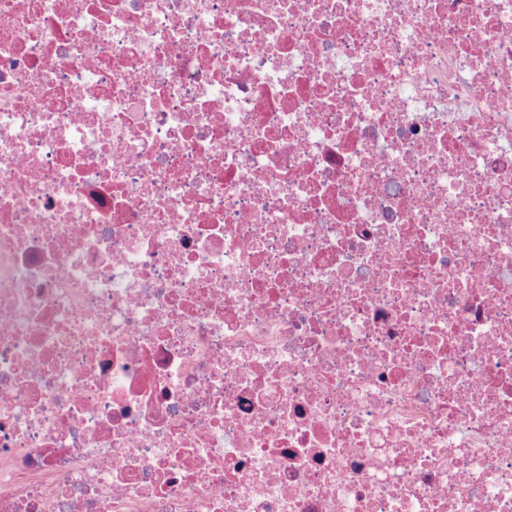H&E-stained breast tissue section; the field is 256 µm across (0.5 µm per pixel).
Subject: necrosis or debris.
<instances>
[{
  "instance_id": "1",
  "label": "necrosis or debris",
  "mask_w": 512,
  "mask_h": 512,
  "mask_svg": "<svg viewBox=\"0 0 512 512\" xmlns=\"http://www.w3.org/2000/svg\"><path fill=\"white\" fill-rule=\"evenodd\" d=\"M0 512H512V0H0Z\"/></svg>"
}]
</instances>
